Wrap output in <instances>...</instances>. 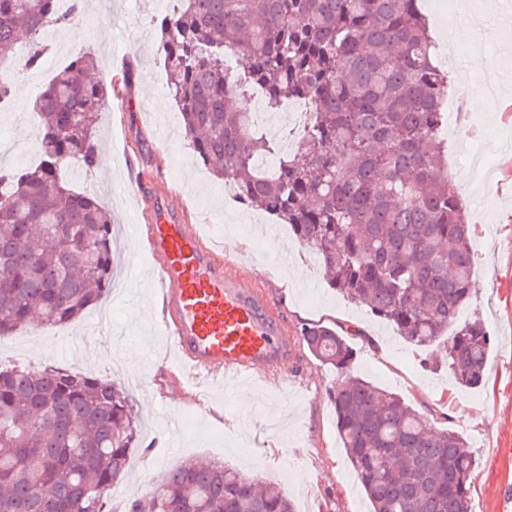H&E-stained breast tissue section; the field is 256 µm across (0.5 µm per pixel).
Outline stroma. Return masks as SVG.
Listing matches in <instances>:
<instances>
[{
  "label": "stroma",
  "instance_id": "stroma-1",
  "mask_svg": "<svg viewBox=\"0 0 512 512\" xmlns=\"http://www.w3.org/2000/svg\"><path fill=\"white\" fill-rule=\"evenodd\" d=\"M443 0H420L436 43V55L450 71V85L475 91L484 72L506 69L496 111L484 100L467 107L486 115L490 125L476 130L443 127L440 140L453 163L444 174L463 183L464 205L475 222L472 247L477 255L474 293L463 318H481L494 345L484 383L464 390L447 367L431 369L424 353L405 342L394 327L343 300L328 287L321 265L300 249L287 225L226 197L225 185L196 160L182 129L181 116L167 91L155 16L172 11L174 0H84L73 23L55 28L50 42L65 41L70 54H92L104 81L113 82L129 108L108 98L99 116L98 164L84 172L69 164L66 178L97 193L112 214L116 264L112 287L72 326L32 323L0 337V365H55L105 378L132 389L140 418V449L134 450L127 476L114 484L115 505L142 497L148 484L187 460L219 461L275 484L295 512H370V503L341 445L328 392L342 376L310 352L285 365L293 381L288 393L270 395L258 388L233 387L223 410L208 407L205 394L183 403L171 393L161 360L166 337L159 325L148 257H134L132 226L137 207L126 197L130 179L157 177L175 184L190 223L217 243L233 238L230 261L251 268L284 306L293 329L322 323L353 338V372L400 395L426 413L435 429L463 435L477 460L471 487L472 512H499L503 492L512 491V68L504 66L497 43L500 18L512 16V0H478L492 25L476 45L479 64L464 68L457 46L448 40L441 17ZM38 94L28 76L13 82V96L0 112V167L19 169L37 159ZM174 136L162 146L158 129Z\"/></svg>",
  "mask_w": 512,
  "mask_h": 512
}]
</instances>
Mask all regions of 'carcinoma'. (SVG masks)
<instances>
[{
    "instance_id": "cac0c4a2",
    "label": "carcinoma",
    "mask_w": 512,
    "mask_h": 512,
    "mask_svg": "<svg viewBox=\"0 0 512 512\" xmlns=\"http://www.w3.org/2000/svg\"><path fill=\"white\" fill-rule=\"evenodd\" d=\"M57 0H0V100L12 95L17 31L22 71L40 67ZM419 0H177L156 21L168 91L196 158L248 208L288 224L348 301L393 323L420 348L446 344L448 369L481 386L492 347L479 320H460L475 256L462 197L438 171L448 73ZM248 66L225 65L227 52ZM81 54L34 102L40 162L0 171V337L38 317L76 321L110 288L112 219L61 175L98 162L108 90ZM302 101L295 157L247 107ZM310 353L348 378L329 393L336 425L372 512H471L476 461L452 430L398 394L349 375L348 337L301 329ZM138 430L133 397L110 380L61 367L0 370V512H112V485ZM123 512H293L280 491L224 464L176 465Z\"/></svg>"
}]
</instances>
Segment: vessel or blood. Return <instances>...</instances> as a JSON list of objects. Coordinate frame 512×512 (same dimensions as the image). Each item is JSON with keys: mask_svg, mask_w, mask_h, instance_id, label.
<instances>
[{"mask_svg": "<svg viewBox=\"0 0 512 512\" xmlns=\"http://www.w3.org/2000/svg\"><path fill=\"white\" fill-rule=\"evenodd\" d=\"M129 195L140 202L136 239L157 271L160 321L183 372L180 396H193L199 382L260 381L280 388L283 366L302 341L267 287L205 241L175 189L144 183Z\"/></svg>", "mask_w": 512, "mask_h": 512, "instance_id": "vessel-or-blood-1", "label": "vessel or blood"}]
</instances>
